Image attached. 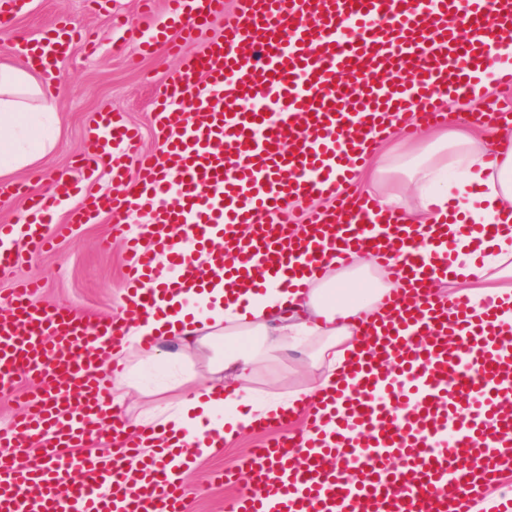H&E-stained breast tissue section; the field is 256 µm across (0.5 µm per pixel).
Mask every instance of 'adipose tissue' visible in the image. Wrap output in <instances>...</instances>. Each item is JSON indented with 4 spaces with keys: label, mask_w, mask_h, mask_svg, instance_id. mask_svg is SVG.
I'll list each match as a JSON object with an SVG mask.
<instances>
[{
    "label": "adipose tissue",
    "mask_w": 512,
    "mask_h": 512,
    "mask_svg": "<svg viewBox=\"0 0 512 512\" xmlns=\"http://www.w3.org/2000/svg\"><path fill=\"white\" fill-rule=\"evenodd\" d=\"M45 97L40 69L0 61V180L37 166L55 147L58 116ZM428 138L430 144L416 163L406 164L393 148L374 168L382 179L406 175L422 198L421 211L403 214L395 193L380 197L379 209L416 225L511 224L512 150L500 153L497 168L488 170L479 165L481 152L469 128L434 130ZM455 251L456 274L439 282L437 294L477 308L512 298V234L483 243L475 252L462 239ZM370 267L366 256L346 268L329 261L321 279L292 292L267 285L243 310L225 302L224 285L215 281L196 298L193 317L166 311L139 319L124 345L114 350L115 359L132 362L142 337L151 336L157 340L156 367L168 373L175 362L208 355L212 373L223 377L228 392L227 399L216 401L212 386L174 381L176 401L148 408L144 424L184 430L203 442L223 434L225 417H232L234 426H246L272 412L302 406L334 386L362 345L354 332L361 314H379L391 289ZM314 341L321 372L312 384L285 397H258L252 385L254 365L275 360L287 349H308Z\"/></svg>",
    "instance_id": "adipose-tissue-1"
}]
</instances>
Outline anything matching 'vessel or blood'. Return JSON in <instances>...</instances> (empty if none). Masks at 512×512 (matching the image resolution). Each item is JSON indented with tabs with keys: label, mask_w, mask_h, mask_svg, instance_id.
I'll return each mask as SVG.
<instances>
[{
	"label": "vessel or blood",
	"mask_w": 512,
	"mask_h": 512,
	"mask_svg": "<svg viewBox=\"0 0 512 512\" xmlns=\"http://www.w3.org/2000/svg\"><path fill=\"white\" fill-rule=\"evenodd\" d=\"M140 7L143 24L113 19L124 46L181 59L152 112L160 149L142 151L136 127L102 112L77 160L80 179L60 192L0 187V202L20 197L25 207L23 222L0 224L1 276L21 252L42 254L103 213L126 252L125 304L112 318L92 324L70 306H41L35 280L0 296V387L33 385L0 429V512H192L191 487L167 465L194 467L198 440L141 432L111 411L120 367L108 351L137 318L202 288L195 252L228 298L322 277L331 252L344 264L369 254L404 286L385 295L386 316L362 322L372 341L351 381L252 425L250 486L233 470L214 476L234 489L224 512H473L479 487L512 474V323L495 306L476 313L433 295L454 264L447 225L382 220L355 186L380 135L451 120L443 93L494 64L497 37L512 33V0ZM82 41L96 51L61 16L15 49L52 71ZM511 118L495 100L470 116ZM105 167L119 193L96 189ZM66 196L83 205L60 224ZM318 197L329 207H310ZM132 212L142 223H126ZM216 238L222 249H211ZM301 418L308 428L293 430Z\"/></svg>",
	"instance_id": "1"
}]
</instances>
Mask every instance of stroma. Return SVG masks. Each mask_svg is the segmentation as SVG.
I'll list each match as a JSON object with an SVG mask.
<instances>
[{"label":"stroma","mask_w":512,"mask_h":512,"mask_svg":"<svg viewBox=\"0 0 512 512\" xmlns=\"http://www.w3.org/2000/svg\"><path fill=\"white\" fill-rule=\"evenodd\" d=\"M61 14L91 29L100 51L90 57L81 46H74L60 65L61 78L52 82L49 99L61 118V135L41 165L16 175L17 181L33 192L61 178H76L75 161L84 146L86 129L98 113H125L142 129L143 150H157L161 140L151 125L150 113L164 79L177 66L176 59L162 50L145 59L118 50L119 34L113 30L108 12L89 11L85 0H33L7 27H0V55L13 44L15 36H33ZM109 232L110 222L106 219L79 225L67 237L56 240L45 255L22 261L16 273L42 282V304L63 303L102 319L117 314L122 297L124 252L117 241L111 248H102L101 242ZM307 382L305 358L291 353L276 366L261 369L255 387L260 395L279 397ZM125 383L128 395L122 411L136 422L151 398H162L168 379L136 367L126 372ZM256 441L255 435L240 434L226 443L220 453L200 460L188 477L198 491L193 512H224L227 492L210 484L209 475L236 465Z\"/></svg>","instance_id":"stroma-1"}]
</instances>
